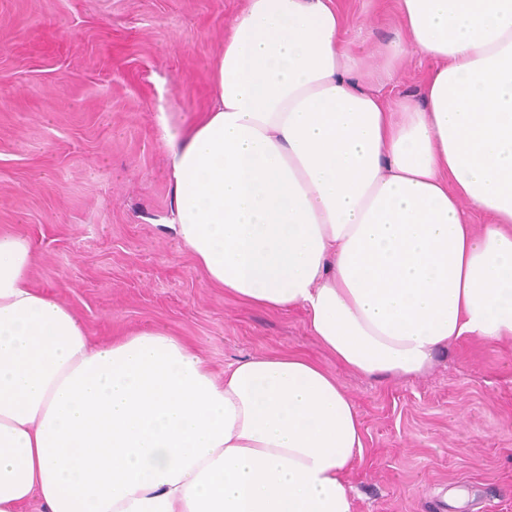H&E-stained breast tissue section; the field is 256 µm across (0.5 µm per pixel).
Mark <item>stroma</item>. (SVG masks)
<instances>
[{
    "instance_id": "1",
    "label": "stroma",
    "mask_w": 512,
    "mask_h": 512,
    "mask_svg": "<svg viewBox=\"0 0 512 512\" xmlns=\"http://www.w3.org/2000/svg\"><path fill=\"white\" fill-rule=\"evenodd\" d=\"M369 73L389 99L417 94L432 63L389 64L398 22L382 0H346ZM246 0H0V233L34 253L31 283L101 342L180 336L216 374L299 352L334 373L362 420L348 472L353 512H512V344L463 339L409 380L344 370L302 309L270 311L212 287L165 222L162 131L209 108L224 31Z\"/></svg>"
}]
</instances>
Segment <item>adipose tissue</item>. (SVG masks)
Listing matches in <instances>:
<instances>
[{"label": "adipose tissue", "instance_id": "adipose-tissue-1", "mask_svg": "<svg viewBox=\"0 0 512 512\" xmlns=\"http://www.w3.org/2000/svg\"><path fill=\"white\" fill-rule=\"evenodd\" d=\"M395 5L390 58L434 63L421 101L361 81L341 0H248L210 111L165 136L168 227L208 282L303 308L379 380L455 340L512 342V0ZM32 262L0 234V512H353L362 421L335 376L288 352L219 381L158 329L93 343Z\"/></svg>", "mask_w": 512, "mask_h": 512}]
</instances>
